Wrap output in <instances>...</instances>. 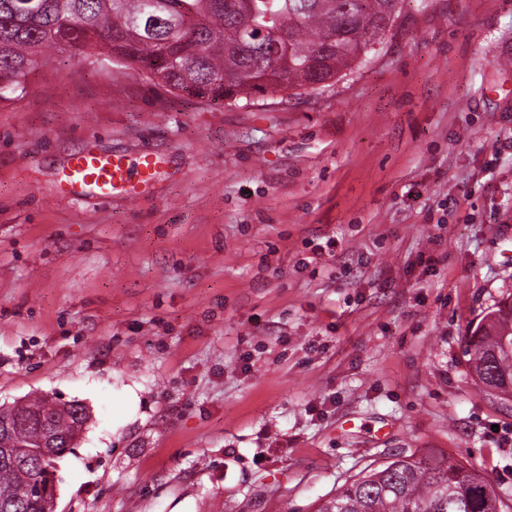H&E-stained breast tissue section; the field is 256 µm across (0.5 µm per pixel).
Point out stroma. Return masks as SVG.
Wrapping results in <instances>:
<instances>
[{"label":"stroma","mask_w":512,"mask_h":512,"mask_svg":"<svg viewBox=\"0 0 512 512\" xmlns=\"http://www.w3.org/2000/svg\"><path fill=\"white\" fill-rule=\"evenodd\" d=\"M512 0H403L309 100L41 57L0 102V405L90 414L56 512H322L400 454L512 512V400L466 338L512 295ZM158 173L62 196L84 149Z\"/></svg>","instance_id":"35a3bbf8"}]
</instances>
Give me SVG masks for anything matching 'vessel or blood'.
I'll use <instances>...</instances> for the list:
<instances>
[{
	"mask_svg": "<svg viewBox=\"0 0 512 512\" xmlns=\"http://www.w3.org/2000/svg\"><path fill=\"white\" fill-rule=\"evenodd\" d=\"M157 159L148 150L142 151L136 164H128L125 156L100 153L91 149L76 153L65 168V189L79 196L92 192L106 199L119 192L127 199H137V185L151 184L157 175Z\"/></svg>",
	"mask_w": 512,
	"mask_h": 512,
	"instance_id": "b4317fda",
	"label": "vessel or blood"
}]
</instances>
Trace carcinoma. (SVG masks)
Listing matches in <instances>:
<instances>
[{"mask_svg":"<svg viewBox=\"0 0 512 512\" xmlns=\"http://www.w3.org/2000/svg\"><path fill=\"white\" fill-rule=\"evenodd\" d=\"M0 0V101L23 91L38 56L137 68L170 92L248 106L256 95L310 96L361 65L400 15L401 0ZM470 369L483 389L512 388V295L467 337ZM43 415L60 441L26 470L0 462V498L16 512H46L35 493L88 420L78 403L38 397L0 407L12 438L32 446ZM479 470L462 462L424 465L399 456L345 483L323 512H501Z\"/></svg>","mask_w":512,"mask_h":512,"instance_id":"obj_1","label":"carcinoma"}]
</instances>
